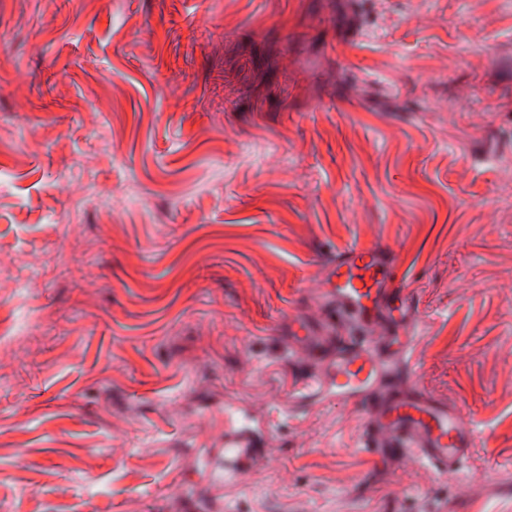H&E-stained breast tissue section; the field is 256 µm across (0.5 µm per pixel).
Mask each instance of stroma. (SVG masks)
I'll list each match as a JSON object with an SVG mask.
<instances>
[{
    "instance_id": "1",
    "label": "stroma",
    "mask_w": 512,
    "mask_h": 512,
    "mask_svg": "<svg viewBox=\"0 0 512 512\" xmlns=\"http://www.w3.org/2000/svg\"><path fill=\"white\" fill-rule=\"evenodd\" d=\"M512 0H0V512H512ZM352 245L418 303L448 474L303 407ZM255 446L253 430L249 422L239 423L233 407L225 409L224 445L217 448V456L224 457V467L213 472L212 479L219 486L228 480H236L257 460L252 448ZM224 447V448H223Z\"/></svg>"
}]
</instances>
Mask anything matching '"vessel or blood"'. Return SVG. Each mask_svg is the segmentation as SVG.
Here are the masks:
<instances>
[{"label": "vessel or blood", "mask_w": 512, "mask_h": 512, "mask_svg": "<svg viewBox=\"0 0 512 512\" xmlns=\"http://www.w3.org/2000/svg\"><path fill=\"white\" fill-rule=\"evenodd\" d=\"M323 296L327 322L346 318L354 336L336 346L320 375L304 381L305 403L340 401L360 409L373 435L372 453L391 460L411 459L448 472L457 469L474 445L458 407L410 385V350L418 333L417 305L393 273L389 252L354 246L337 254ZM249 422L225 410L224 466L216 484L239 478L257 459Z\"/></svg>", "instance_id": "obj_1"}]
</instances>
